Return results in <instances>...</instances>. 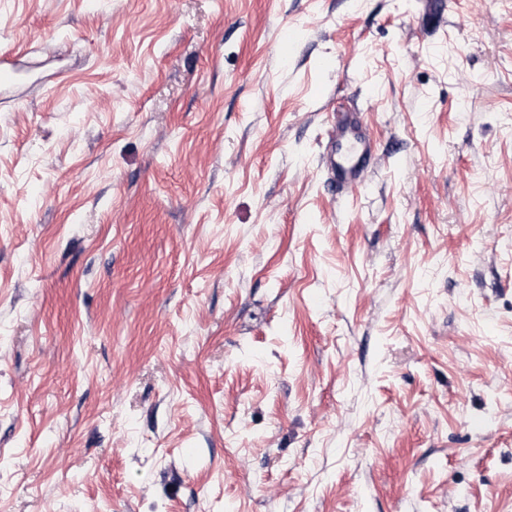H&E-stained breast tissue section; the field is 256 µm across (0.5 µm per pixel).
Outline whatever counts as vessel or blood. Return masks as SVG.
I'll list each match as a JSON object with an SVG mask.
<instances>
[{"mask_svg": "<svg viewBox=\"0 0 512 512\" xmlns=\"http://www.w3.org/2000/svg\"><path fill=\"white\" fill-rule=\"evenodd\" d=\"M377 159L375 143L365 131L354 124H339L323 147L320 165L336 191L346 193L367 181Z\"/></svg>", "mask_w": 512, "mask_h": 512, "instance_id": "obj_1", "label": "vessel or blood"}]
</instances>
